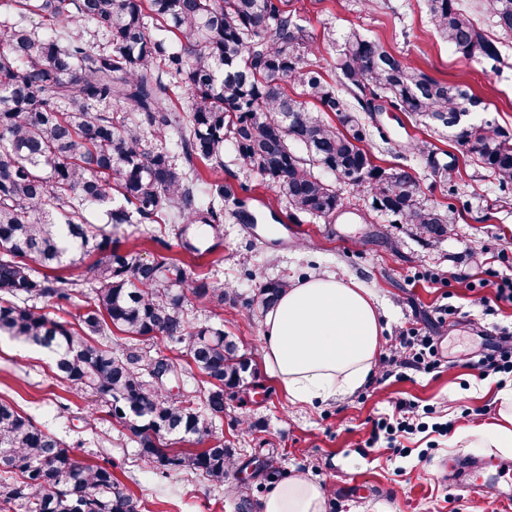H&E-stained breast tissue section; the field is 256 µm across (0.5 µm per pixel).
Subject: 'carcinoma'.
Here are the masks:
<instances>
[{
    "label": "carcinoma",
    "mask_w": 512,
    "mask_h": 512,
    "mask_svg": "<svg viewBox=\"0 0 512 512\" xmlns=\"http://www.w3.org/2000/svg\"><path fill=\"white\" fill-rule=\"evenodd\" d=\"M448 48L498 62L497 45L460 0H426ZM512 37V0H483ZM37 15L49 28L30 24ZM339 47L338 79L307 60L306 29L281 0H5L0 17V335L51 350L57 375L90 394L122 424L142 456L166 472L195 471L221 487L233 450L218 440L172 452L171 436L212 437L224 394L255 373L224 330L187 319L189 298L224 303L215 274L194 277L165 256L120 249L110 227L197 225L190 253L222 245L231 217L255 224L247 202L224 187V151L286 199L295 219H334L336 184L371 194V208L410 224L419 237L448 235V212L427 205L407 166L386 168L367 147L380 112H406L454 141L502 186L512 185V138L494 121L463 122L486 110L457 83L437 79L352 30ZM299 88L291 96L286 85ZM182 87L187 104L171 93ZM331 112L337 125L315 112ZM174 129L179 154L163 143ZM448 182L455 165L421 141L404 147ZM97 254L81 274L89 286L79 323L73 293L44 274L67 251ZM286 280L260 285L258 305L275 303ZM117 329L139 341L184 346L208 385L201 404L172 398L182 375L173 359L149 361L133 347L98 341ZM0 512H139L112 467L90 464L53 433L0 402Z\"/></svg>",
    "instance_id": "cac0c4a2"
}]
</instances>
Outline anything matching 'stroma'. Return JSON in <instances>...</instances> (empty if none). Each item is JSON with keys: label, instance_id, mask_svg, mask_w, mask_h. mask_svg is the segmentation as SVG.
Here are the masks:
<instances>
[{"label": "stroma", "instance_id": "35a3bbf8", "mask_svg": "<svg viewBox=\"0 0 512 512\" xmlns=\"http://www.w3.org/2000/svg\"><path fill=\"white\" fill-rule=\"evenodd\" d=\"M314 41L324 26L337 34L355 29L381 41L436 78L469 86L489 103L491 116L512 134V40L503 38L490 14L474 18L496 41L501 61L490 68L450 50L436 35L424 0H287ZM376 123L390 136L371 135L369 148L385 167L415 170L421 198L447 205V237L423 240L411 225L373 212L371 196L343 187L346 211L334 223L303 218L295 222L284 202L257 173L244 168L234 152L224 154V183L246 187L249 211L258 223L225 221L223 245L213 254L186 252L171 226L124 224L112 233L122 247L143 257L164 255L197 273H218L232 295L224 305L192 302V322H209L235 336L256 376L227 398L217 435L238 455L223 486L192 472L161 474L138 452L101 405L71 392L49 356L39 348L0 336V401L29 415L92 464H111L122 487L138 499L140 512H261L274 487L302 475L327 488L325 512H495L496 495L512 496V472L496 478L494 496L459 489L449 462L465 467L483 459L473 447L472 428L499 420L497 376L479 378L463 367L466 355L481 351L493 326L512 328V304L488 312L471 285L484 269L512 279V187L467 164L447 131H433L404 112H382ZM427 141L455 158L460 174L443 183L418 155L404 150L409 139ZM166 245L158 247L154 237ZM333 272L371 288L384 306L383 343L400 328L418 327L438 340L443 362L426 374L372 371L350 395L322 405L292 402L264 370L262 311L252 299L260 284ZM456 314H447L448 306ZM421 416L422 428L401 434L398 449L368 445L374 420L392 417L396 406ZM246 510H239L240 501Z\"/></svg>", "mask_w": 512, "mask_h": 512}]
</instances>
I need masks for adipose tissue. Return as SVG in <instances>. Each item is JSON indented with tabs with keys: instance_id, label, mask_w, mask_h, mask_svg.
Segmentation results:
<instances>
[{
	"instance_id": "adipose-tissue-1",
	"label": "adipose tissue",
	"mask_w": 512,
	"mask_h": 512,
	"mask_svg": "<svg viewBox=\"0 0 512 512\" xmlns=\"http://www.w3.org/2000/svg\"><path fill=\"white\" fill-rule=\"evenodd\" d=\"M385 315L356 279L311 275L286 288L264 318L267 372L296 402H327L367 380L381 347ZM323 485L296 476L277 487L262 512H324Z\"/></svg>"
}]
</instances>
